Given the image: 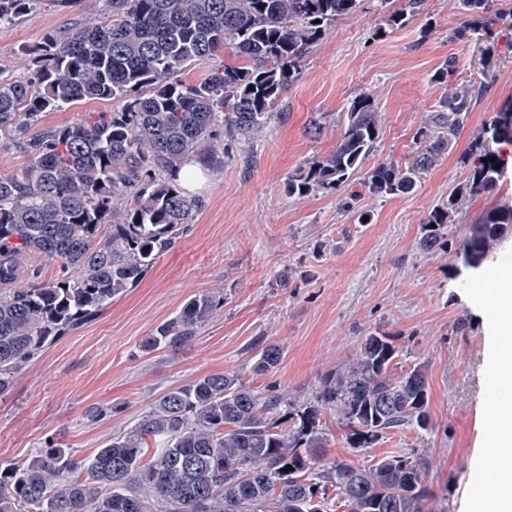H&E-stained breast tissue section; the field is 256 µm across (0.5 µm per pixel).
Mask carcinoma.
Masks as SVG:
<instances>
[{
	"label": "carcinoma",
	"instance_id": "cac0c4a2",
	"mask_svg": "<svg viewBox=\"0 0 512 512\" xmlns=\"http://www.w3.org/2000/svg\"><path fill=\"white\" fill-rule=\"evenodd\" d=\"M45 0H0V25L16 23ZM360 0H110L107 15L74 32H51L14 53L25 79L0 66V140L27 164L0 173V394L50 346L84 325L113 299L138 287L155 260L174 249L205 207L177 173L194 163L224 168L233 147L249 140L301 78L303 61ZM467 20L457 40L496 37L495 0H463ZM422 0L386 11L377 36L405 26ZM230 50L236 62L222 60ZM205 68L196 81L183 78ZM454 61L432 82L446 87L436 123L466 112L484 87L448 86ZM121 103L71 124L41 126L45 114L84 100ZM380 135L373 96L349 102L336 147L288 175L290 198L334 193L351 184ZM411 162H381L364 186L374 195H411L444 149L426 144ZM512 149V101L473 139L465 180L435 205L422 247L448 244L467 196L490 194L505 177ZM488 162H483V159ZM512 231V204L497 203L469 224L456 247L477 270ZM60 264L61 276L21 285L31 261ZM224 306L221 291L189 296L160 324L149 348L191 345L197 329ZM251 370L272 371L282 348L260 339ZM394 339L367 334L356 355L322 379L315 404L263 394L234 371L200 376L159 395L125 433L95 455L77 459L56 442L21 464L0 468V512H327L338 491L347 512H447L426 480L425 449L387 456L369 467L328 460L322 411L333 412L350 448H370L383 434L433 429L426 369H398ZM155 459L142 461L145 445Z\"/></svg>",
	"mask_w": 512,
	"mask_h": 512
}]
</instances>
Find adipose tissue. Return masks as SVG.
Returning a JSON list of instances; mask_svg holds the SVG:
<instances>
[{
  "instance_id": "ef3b65f1",
  "label": "adipose tissue",
  "mask_w": 512,
  "mask_h": 512,
  "mask_svg": "<svg viewBox=\"0 0 512 512\" xmlns=\"http://www.w3.org/2000/svg\"><path fill=\"white\" fill-rule=\"evenodd\" d=\"M493 355L501 386L498 413L491 424L499 479L487 498L480 501L478 509L479 512H512V351L499 347Z\"/></svg>"
}]
</instances>
